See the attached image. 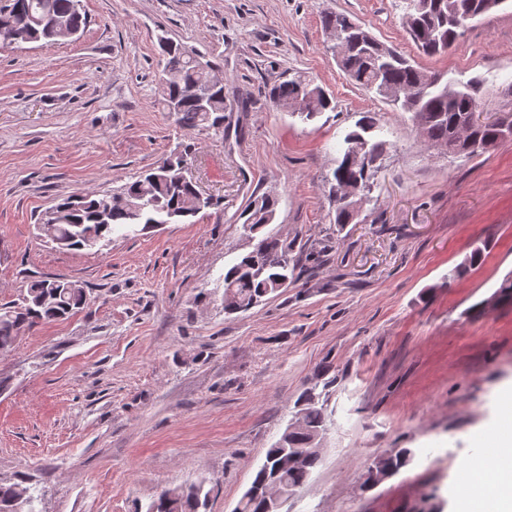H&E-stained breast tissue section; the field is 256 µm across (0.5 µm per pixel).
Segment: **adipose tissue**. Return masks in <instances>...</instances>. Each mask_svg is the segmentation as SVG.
Listing matches in <instances>:
<instances>
[{
	"label": "adipose tissue",
	"instance_id": "ef3b65f1",
	"mask_svg": "<svg viewBox=\"0 0 512 512\" xmlns=\"http://www.w3.org/2000/svg\"><path fill=\"white\" fill-rule=\"evenodd\" d=\"M487 452L454 491L456 512H512V395L503 397L498 422L484 439Z\"/></svg>",
	"mask_w": 512,
	"mask_h": 512
}]
</instances>
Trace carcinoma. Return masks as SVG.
<instances>
[{"label": "carcinoma", "instance_id": "cac0c4a2", "mask_svg": "<svg viewBox=\"0 0 512 512\" xmlns=\"http://www.w3.org/2000/svg\"><path fill=\"white\" fill-rule=\"evenodd\" d=\"M417 0H396L401 19L416 48L428 56L450 50L469 26L467 16L481 10L485 0H429L426 10L417 13ZM9 8L24 17L16 30L0 28V48L19 42H54L57 27L68 24L82 30L87 20L80 0H9ZM326 30H336L346 38L341 48L340 68L361 88L375 93L396 112L408 115L409 121L430 148H446L450 156L458 155L452 144L459 121L481 108L488 87L479 78L452 82L437 72L413 65L405 56L381 47L380 42L345 13H328L322 17ZM167 76L165 106L176 108L174 123L181 129L224 133L227 108L224 84L213 80L212 72L199 66L190 50L170 41L163 49ZM309 83L298 78L283 80L267 89L273 105L304 104L298 116L311 121L331 108V100L318 85V94L305 102ZM397 89L405 97L390 99L381 88ZM377 118L365 112L355 129L343 138V144L364 140L373 158H383L391 143L374 135ZM479 146L475 155L503 142L512 141V132L494 123L478 126ZM375 167H364L342 152L336 167L325 180L331 184L334 224L340 229L352 223L351 214L338 205L345 186H358L362 195L371 191ZM278 199L271 195L256 196L245 207L241 224L243 235L253 242V249L224 271V312L236 313L252 301L279 291L280 284L297 280V260L292 253L296 240L267 230L276 217ZM207 205L198 201V190L191 179L183 178L179 160L167 159L149 173L99 197L70 195L50 211L42 224L50 225L53 238L64 242L68 250L103 248L117 233H129L140 226L146 230L165 218L170 224L191 221ZM86 303V292L74 282L62 278L30 279L20 297L0 306V352L12 351L20 335L41 322L65 319ZM322 394L307 389L298 403L297 414L303 425L285 430L269 448L266 460L258 469L249 488L240 499L236 512H274L266 489L275 484L282 493H296L319 462L316 437L329 429V419L320 403ZM409 448H395L368 468L365 484L374 486L389 474L398 472L411 460ZM208 493L201 486L174 487L160 494L146 512H201ZM34 493L20 483L0 482V512H35Z\"/></svg>", "mask_w": 512, "mask_h": 512}]
</instances>
